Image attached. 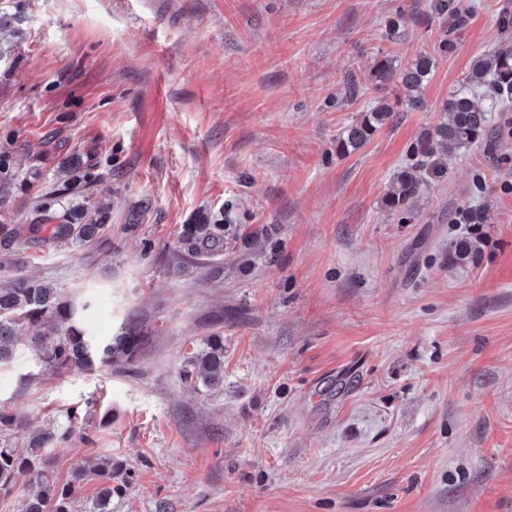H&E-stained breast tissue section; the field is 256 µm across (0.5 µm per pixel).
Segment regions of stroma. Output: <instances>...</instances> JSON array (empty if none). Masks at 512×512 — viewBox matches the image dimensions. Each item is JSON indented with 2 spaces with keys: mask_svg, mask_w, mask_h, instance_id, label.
<instances>
[{
  "mask_svg": "<svg viewBox=\"0 0 512 512\" xmlns=\"http://www.w3.org/2000/svg\"><path fill=\"white\" fill-rule=\"evenodd\" d=\"M0 0L21 34L0 63V148L24 224L64 158L96 163V243L0 251L88 301L82 325L141 343L128 369L0 367L14 441L53 429L50 471L111 457L112 512H512V107L409 211L385 196L472 60L512 45V0ZM451 51H443L444 39ZM436 61L406 102L385 56ZM393 123L349 155L375 103ZM149 201L142 210L141 201ZM479 225L452 224L462 205ZM187 224H220L196 256ZM479 252L453 262L456 242ZM224 339V379L185 361ZM393 111L388 105L372 106L362 113L361 118L348 125L338 137L339 153H350L361 148L370 137L393 120Z\"/></svg>",
  "mask_w": 512,
  "mask_h": 512,
  "instance_id": "obj_1",
  "label": "stroma"
}]
</instances>
